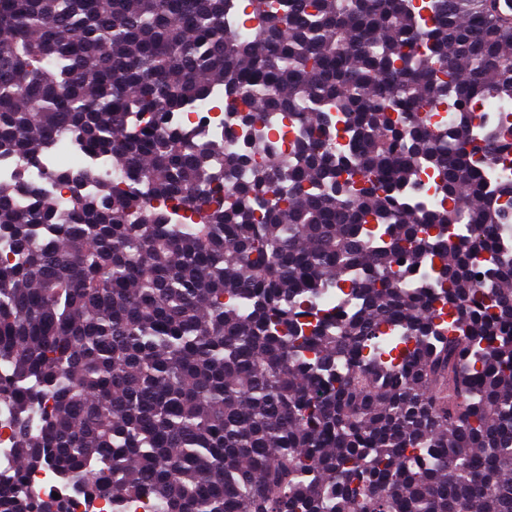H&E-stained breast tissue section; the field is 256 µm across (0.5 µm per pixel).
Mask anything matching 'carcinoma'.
<instances>
[{
	"instance_id": "1",
	"label": "carcinoma",
	"mask_w": 512,
	"mask_h": 512,
	"mask_svg": "<svg viewBox=\"0 0 512 512\" xmlns=\"http://www.w3.org/2000/svg\"><path fill=\"white\" fill-rule=\"evenodd\" d=\"M231 2L0 0V155L69 134L132 173L58 166L63 209L0 183V512H71L40 470L85 512H512V180L474 167L512 154L475 114L512 102V26L244 0L237 34ZM216 92L244 130L296 122L293 150L256 136L234 180L249 153L170 121ZM12 413L9 405L0 404V477L6 481L13 474L11 424ZM30 484L31 486H37L41 490V494L44 499H66L71 504L70 510H75L74 512H82V504L78 502L71 488L62 483L51 481L48 478L47 473L37 472L32 474ZM52 492L58 493L60 498L55 499V497L52 496Z\"/></svg>"
}]
</instances>
